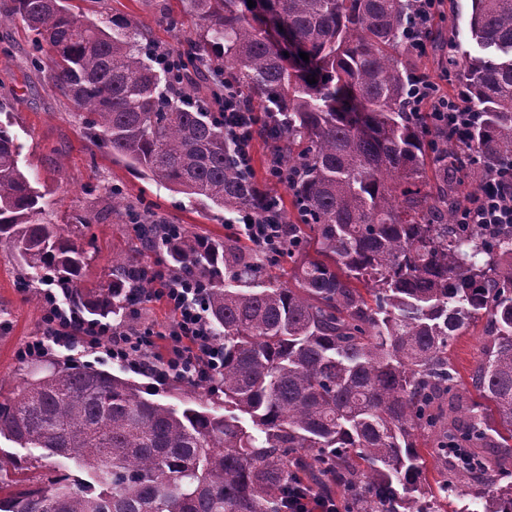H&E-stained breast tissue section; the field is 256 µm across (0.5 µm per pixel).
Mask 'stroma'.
Here are the masks:
<instances>
[{"mask_svg": "<svg viewBox=\"0 0 512 512\" xmlns=\"http://www.w3.org/2000/svg\"><path fill=\"white\" fill-rule=\"evenodd\" d=\"M9 2L0 0V104L6 107L22 146L21 165L52 192L56 220L62 224L81 216L91 220L88 232L99 253L85 272V284L102 280L103 267L113 252L140 251L139 242L112 210L108 193L112 183L122 182L130 200L151 202L158 220L213 238L230 235L233 213L205 209L163 185L145 183L122 161L92 143L75 119L71 101L46 71L32 65V34L19 21L6 19ZM73 4L76 11L107 26L115 20L132 21L161 49L185 47L197 32V19L185 12L182 0H73ZM470 12L471 0H444L433 22L440 46L428 48L419 57L422 72L440 77L448 64L445 44L473 49ZM16 280L15 262L0 246V392L6 394L20 383L17 349L43 331L41 298L21 291ZM486 343L481 319L470 322L453 340L448 357L462 383H469L472 371L483 360Z\"/></svg>", "mask_w": 512, "mask_h": 512, "instance_id": "1", "label": "stroma"}]
</instances>
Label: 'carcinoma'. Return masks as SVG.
<instances>
[{
  "label": "carcinoma",
  "instance_id": "carcinoma-1",
  "mask_svg": "<svg viewBox=\"0 0 512 512\" xmlns=\"http://www.w3.org/2000/svg\"><path fill=\"white\" fill-rule=\"evenodd\" d=\"M254 2L187 0L200 26L184 58L221 63L265 113L257 137L293 174L296 219L282 218L294 284L234 236L183 227L173 242L164 223L132 222L136 206L111 191L168 277L206 282L224 366L207 383L160 387L70 362L25 375L0 393V437L42 449L30 465L48 472L36 486L0 481V512H283L310 486L343 512H445L456 481L482 512H512L501 491L512 471L496 462L512 459V228L453 223L461 201L448 189L468 160L442 132L425 144L411 112L414 0ZM264 14L287 43L257 24ZM10 16L34 33V64L90 139L128 169L192 202L261 213L263 188L236 166L224 120L155 66L137 27L107 30L69 0H12ZM469 30L477 50L448 55V71L480 114L471 149L491 172L512 165V0H472ZM20 154L0 120V246L19 284L31 287L32 269L84 315L122 322L150 285L144 266L116 252L106 282L84 287L87 224L52 222L51 192ZM483 316L469 390L448 346ZM430 461L450 474L433 487Z\"/></svg>",
  "mask_w": 512,
  "mask_h": 512
}]
</instances>
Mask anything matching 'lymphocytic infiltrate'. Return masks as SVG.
Listing matches in <instances>:
<instances>
[{
  "label": "lymphocytic infiltrate",
  "instance_id": "lymphocytic-infiltrate-1",
  "mask_svg": "<svg viewBox=\"0 0 512 512\" xmlns=\"http://www.w3.org/2000/svg\"><path fill=\"white\" fill-rule=\"evenodd\" d=\"M414 108L433 113L436 125L448 131V139L464 146L477 120L465 91L444 96L434 81L422 78L416 83ZM220 112L224 133L235 146L237 164L250 169L255 130L260 122L256 113L243 109L236 89L225 85ZM463 224H482L488 230L512 227V167L496 170L484 179L469 206L461 209ZM286 226L274 204H266L262 217L241 216L237 234L257 250L270 253L281 250ZM156 286L149 296L161 299L176 313L175 321L162 333L149 327L116 329L111 322L80 318L69 304L60 300L53 288L42 291L44 303L43 333L26 342L16 352L20 362L43 358L49 347L70 348L81 345L87 351H104L114 360L159 378L195 382L213 376L224 364V348L210 332L203 306L204 290L193 279L169 280L163 271H155ZM165 341L164 353L155 350L156 338Z\"/></svg>",
  "mask_w": 512,
  "mask_h": 512
}]
</instances>
